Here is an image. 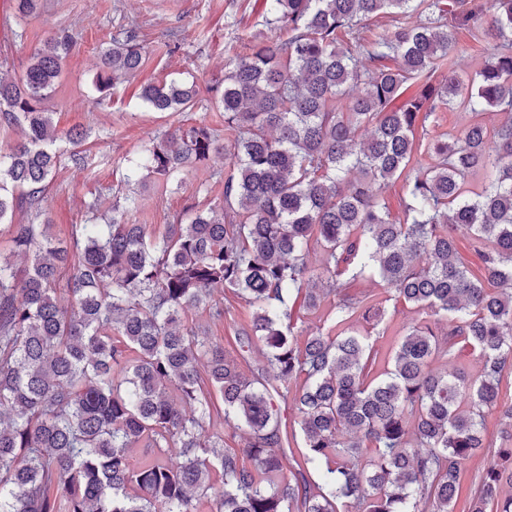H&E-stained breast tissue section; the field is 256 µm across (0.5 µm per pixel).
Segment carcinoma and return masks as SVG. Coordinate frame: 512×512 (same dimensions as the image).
Segmentation results:
<instances>
[{
	"label": "carcinoma",
	"instance_id": "cac0c4a2",
	"mask_svg": "<svg viewBox=\"0 0 512 512\" xmlns=\"http://www.w3.org/2000/svg\"><path fill=\"white\" fill-rule=\"evenodd\" d=\"M415 13L424 20L410 23ZM261 16L287 37L246 45L211 88L233 138L179 126L129 161L128 183L172 184L215 154L230 166L221 202L189 207L158 236L125 220L130 195L102 224L88 203L66 240L48 223H12L19 206L42 215L62 156L49 103L72 34H50L18 75L0 76V117L24 128L0 154L11 242L0 255V512H456L492 410L501 462L466 512H512V402L499 393L512 367V0H491L484 17L475 0H263ZM378 17L388 24L366 26ZM450 20L486 28L471 74L454 69ZM143 42L113 27L93 106L141 70ZM196 96L179 80L140 91L154 112H189ZM447 108L468 124L412 167L419 119ZM486 112L506 119L490 129ZM398 180L407 203L395 221L383 193ZM460 226L481 255L475 270L457 256ZM312 249L323 253L315 278ZM367 274L433 318L409 326L372 378L370 335L350 322L382 309L342 281ZM226 288L253 309L241 347H262L259 383L182 322L191 308L223 319ZM325 301L328 330L296 329L295 305ZM458 337L479 356L475 379L434 368ZM300 376L298 459L282 446L276 398ZM223 424L244 431L250 464L224 449ZM310 467L319 480L304 478Z\"/></svg>",
	"mask_w": 512,
	"mask_h": 512
}]
</instances>
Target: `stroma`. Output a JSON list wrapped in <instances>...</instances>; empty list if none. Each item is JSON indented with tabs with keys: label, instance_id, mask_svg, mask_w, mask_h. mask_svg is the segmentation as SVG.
<instances>
[{
	"label": "stroma",
	"instance_id": "obj_1",
	"mask_svg": "<svg viewBox=\"0 0 512 512\" xmlns=\"http://www.w3.org/2000/svg\"><path fill=\"white\" fill-rule=\"evenodd\" d=\"M259 0H39L30 16L20 15L15 0H0V70L18 71L49 33L66 29L76 45L67 57L60 86L51 101L60 132L78 129L86 134L80 149L87 156L83 169L60 161L45 191L44 220L54 234L67 238L71 225L80 223L84 207L98 201L100 212L111 215L135 195L138 209L130 222L149 225L163 233L177 223L189 206L205 208L224 197V177L229 167L223 156L187 169L178 185L163 187L155 178L127 185L128 161L141 155L153 139L167 129L205 125L218 138H227L224 115L212 103L211 86L224 78V68L240 53L244 42L262 41L275 30L260 17ZM135 23L144 36L145 61L140 73L112 90L110 99L92 107L93 81L99 53L110 41L114 24ZM180 79L195 83L197 102L189 112H153L141 101L139 90L147 81ZM349 294L369 295L382 304V320L354 317L353 327L373 335L371 373L387 365L392 349L404 331L421 321L415 308L388 299L377 280L360 278L346 285ZM223 321L210 324L209 334L224 345L248 378L260 376L263 357L259 348L240 349L252 309L233 292L224 294ZM483 429L487 446L466 461L461 472L459 507H466L479 476L500 445L499 414L487 412Z\"/></svg>",
	"mask_w": 512,
	"mask_h": 512
}]
</instances>
